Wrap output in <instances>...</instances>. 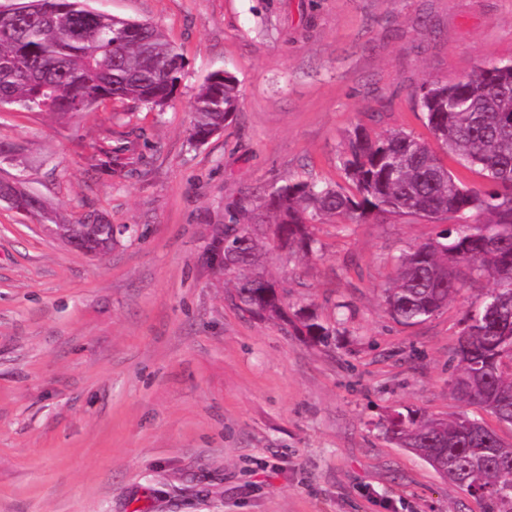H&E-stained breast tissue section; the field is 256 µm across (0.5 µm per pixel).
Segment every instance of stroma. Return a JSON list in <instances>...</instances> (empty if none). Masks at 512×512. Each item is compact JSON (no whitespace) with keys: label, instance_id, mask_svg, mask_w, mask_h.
<instances>
[{"label":"stroma","instance_id":"obj_1","mask_svg":"<svg viewBox=\"0 0 512 512\" xmlns=\"http://www.w3.org/2000/svg\"><path fill=\"white\" fill-rule=\"evenodd\" d=\"M157 25L183 57L163 111L101 104L62 118L0 107V180L66 220L115 225L72 249L0 207V512H484L386 434L411 410L512 427L451 393L460 332L487 281L432 317L384 304L399 256L447 219L317 222L312 254L265 239L290 309L334 324L327 346L253 315L212 258L224 217L273 184L346 185L355 129L432 135L423 86L512 61V0H94ZM238 108L189 139L207 75Z\"/></svg>","mask_w":512,"mask_h":512}]
</instances>
